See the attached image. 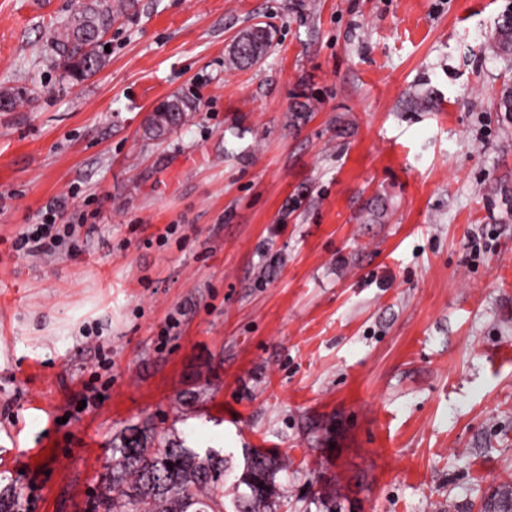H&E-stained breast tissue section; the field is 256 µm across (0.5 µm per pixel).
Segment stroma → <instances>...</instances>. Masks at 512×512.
I'll list each match as a JSON object with an SVG mask.
<instances>
[{"label":"stroma","instance_id":"obj_1","mask_svg":"<svg viewBox=\"0 0 512 512\" xmlns=\"http://www.w3.org/2000/svg\"><path fill=\"white\" fill-rule=\"evenodd\" d=\"M89 2L0 0V90L25 91L0 110L18 512H88L135 424L234 474L281 459L279 512H481L512 486V60L488 47L512 0H112L105 65L74 84L46 38ZM257 24L269 53L228 67ZM176 94L196 112L145 137ZM56 201L82 252L13 251Z\"/></svg>","mask_w":512,"mask_h":512}]
</instances>
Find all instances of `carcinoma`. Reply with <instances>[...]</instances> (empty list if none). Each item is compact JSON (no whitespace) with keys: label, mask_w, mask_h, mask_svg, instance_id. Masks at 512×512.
Segmentation results:
<instances>
[{"label":"carcinoma","mask_w":512,"mask_h":512,"mask_svg":"<svg viewBox=\"0 0 512 512\" xmlns=\"http://www.w3.org/2000/svg\"><path fill=\"white\" fill-rule=\"evenodd\" d=\"M114 20L112 0H91L49 35L51 64L72 82L95 75L105 64L102 38ZM272 45L270 30L256 26L238 37L228 65H253ZM490 49L497 55L512 56V21L501 18ZM498 110L512 121V84L503 87ZM193 112L192 100L173 96L148 115L145 134L159 140L184 124ZM285 470V463L260 450L247 455L236 480V487L244 490L234 498V512H277V475ZM224 475L226 465L218 451L209 448L201 453L131 426L112 444V463L101 476L91 512H224ZM483 512H512V488L492 492Z\"/></svg>","instance_id":"cac0c4a2"}]
</instances>
